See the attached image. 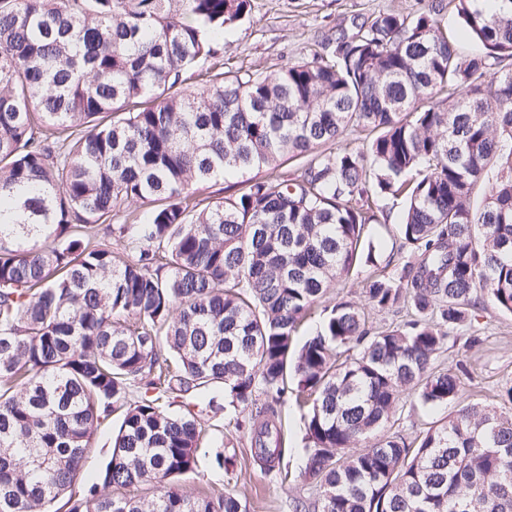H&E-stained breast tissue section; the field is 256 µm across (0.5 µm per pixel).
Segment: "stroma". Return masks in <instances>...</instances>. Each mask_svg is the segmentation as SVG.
<instances>
[{
  "mask_svg": "<svg viewBox=\"0 0 512 512\" xmlns=\"http://www.w3.org/2000/svg\"><path fill=\"white\" fill-rule=\"evenodd\" d=\"M432 0H251L247 19L226 30L218 57L198 67L208 72L266 71L311 58L326 44L358 32L361 25L382 11L413 15L427 10ZM472 334L481 336L482 346L469 349L463 344L448 348L442 360L445 367L467 365L471 378L463 392L465 401L493 405L501 386L512 382V316L492 304H485L471 325ZM282 423L283 464L289 480L262 470L250 453L249 412L224 405L204 412L200 422L205 430L203 448L193 471L178 484L188 493L207 488L230 493L246 501L250 512H291L293 498L308 497L312 488L300 475L303 460V412L294 400L278 405ZM121 423L113 414L97 430L92 451L84 462L75 491L105 467L112 452V436ZM233 456L236 465L225 470L215 462L216 453Z\"/></svg>",
  "mask_w": 512,
  "mask_h": 512,
  "instance_id": "obj_1",
  "label": "stroma"
}]
</instances>
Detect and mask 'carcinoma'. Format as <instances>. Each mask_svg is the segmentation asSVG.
<instances>
[{"label": "carcinoma", "instance_id": "1", "mask_svg": "<svg viewBox=\"0 0 512 512\" xmlns=\"http://www.w3.org/2000/svg\"><path fill=\"white\" fill-rule=\"evenodd\" d=\"M480 2L454 3L477 55L435 3L380 13L330 54L188 86L251 0H0V512H247L173 483L216 403L173 399L215 387L254 411L253 460L279 474L274 406L312 399L319 493L293 512H512V385L462 405L465 367L439 364L481 304L512 315V0ZM349 131L369 137L320 150ZM285 156L299 174L277 173ZM263 168L242 193L195 196ZM401 196L382 267L365 227ZM359 267L363 301H327ZM411 399L455 410L366 444ZM145 484L159 493L122 494ZM439 18L442 19V24L447 26L448 33H453L459 40L461 48L465 53L471 54L480 50L479 45L471 40L464 29L460 27L458 18L451 6H446L440 13ZM121 423L120 413L113 414L97 430L92 440V451L84 462L82 474L76 482L73 491L77 494L83 490V485L105 467L112 452V435Z\"/></svg>", "mask_w": 512, "mask_h": 512}]
</instances>
